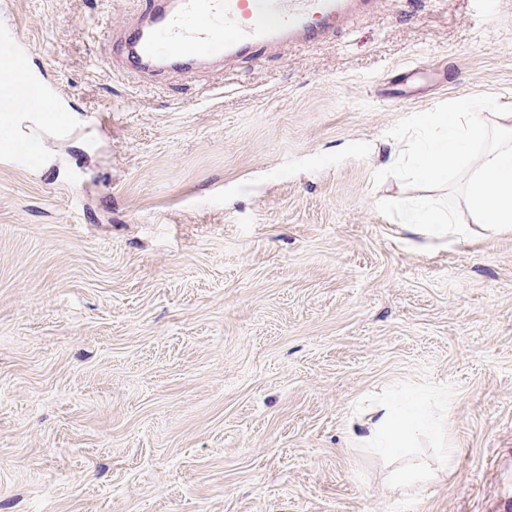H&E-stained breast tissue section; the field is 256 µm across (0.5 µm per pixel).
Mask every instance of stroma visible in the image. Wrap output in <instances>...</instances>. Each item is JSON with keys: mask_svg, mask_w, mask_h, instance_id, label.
I'll return each instance as SVG.
<instances>
[{"mask_svg": "<svg viewBox=\"0 0 512 512\" xmlns=\"http://www.w3.org/2000/svg\"><path fill=\"white\" fill-rule=\"evenodd\" d=\"M137 0H0L66 99L39 166L0 141V512H506L512 232L406 239L373 174L400 119L512 104V0H377L341 33L223 65L109 70ZM92 121V138L72 135ZM444 423L406 492L352 421Z\"/></svg>", "mask_w": 512, "mask_h": 512, "instance_id": "obj_1", "label": "stroma"}]
</instances>
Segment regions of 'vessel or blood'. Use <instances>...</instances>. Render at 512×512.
Wrapping results in <instances>:
<instances>
[{
    "label": "vessel or blood",
    "mask_w": 512,
    "mask_h": 512,
    "mask_svg": "<svg viewBox=\"0 0 512 512\" xmlns=\"http://www.w3.org/2000/svg\"><path fill=\"white\" fill-rule=\"evenodd\" d=\"M370 0H178L165 9L155 0L151 13L156 23L143 31L131 21L113 33L108 67L137 68L151 61L164 71L193 60L232 64L272 44L299 41L317 44L330 30L343 25L349 12Z\"/></svg>",
    "instance_id": "b4317fda"
}]
</instances>
